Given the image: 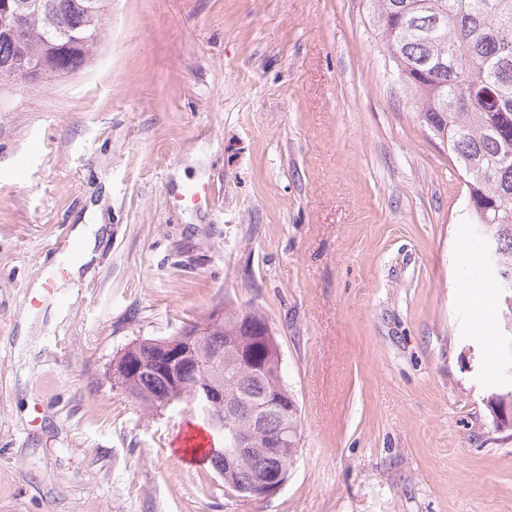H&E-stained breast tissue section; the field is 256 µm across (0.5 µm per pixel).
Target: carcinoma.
<instances>
[{"label": "carcinoma", "mask_w": 512, "mask_h": 512, "mask_svg": "<svg viewBox=\"0 0 512 512\" xmlns=\"http://www.w3.org/2000/svg\"><path fill=\"white\" fill-rule=\"evenodd\" d=\"M17 15L0 16V86L12 82L27 55L47 84L86 67L98 52L112 0H20ZM372 19L394 62L420 122L448 150L466 187V209L485 251L497 288L503 334L499 406L508 417L493 421L512 430V0H370ZM209 365L203 374L189 368L192 385L224 393L237 406L271 403L260 423L245 411L224 413V425L247 432L257 447L224 471V456L210 457L224 489L236 487L259 463L288 477L297 452L266 458L268 436L288 425L300 445L297 401L281 374L279 346L260 312L224 304V320L198 322ZM161 339L129 343L112 359L126 374L112 383L152 411L181 402L179 389L155 360Z\"/></svg>", "instance_id": "cac0c4a2"}]
</instances>
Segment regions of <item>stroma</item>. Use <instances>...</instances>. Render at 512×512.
Segmentation results:
<instances>
[{"label":"stroma","mask_w":512,"mask_h":512,"mask_svg":"<svg viewBox=\"0 0 512 512\" xmlns=\"http://www.w3.org/2000/svg\"><path fill=\"white\" fill-rule=\"evenodd\" d=\"M474 237L367 0H112L89 66L0 88V512H512ZM224 302L267 317L301 414L265 499L181 456L193 405L108 379Z\"/></svg>","instance_id":"1"}]
</instances>
